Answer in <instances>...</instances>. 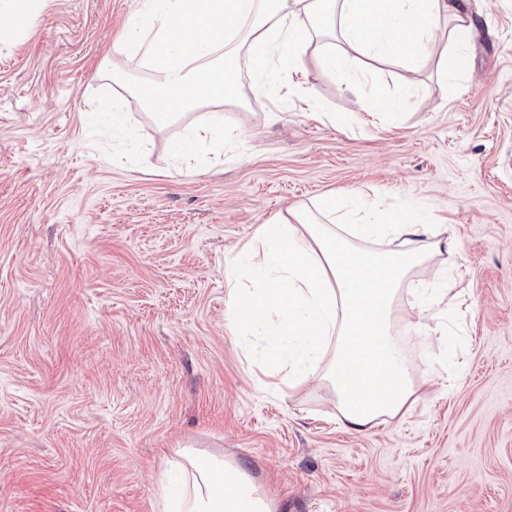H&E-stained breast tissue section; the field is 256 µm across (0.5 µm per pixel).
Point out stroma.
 Masks as SVG:
<instances>
[{
    "instance_id": "35a3bbf8",
    "label": "stroma",
    "mask_w": 512,
    "mask_h": 512,
    "mask_svg": "<svg viewBox=\"0 0 512 512\" xmlns=\"http://www.w3.org/2000/svg\"><path fill=\"white\" fill-rule=\"evenodd\" d=\"M468 6L471 36L419 72L246 95L187 171L172 146L203 111L159 125L130 93L146 67L108 75L139 0H39L0 43V512H157L182 448L235 461L273 512H512V0ZM445 53L465 65L444 81ZM344 190L447 225L424 276L461 301L395 325L422 395L361 434L330 384L265 387L225 305L259 224ZM451 322L452 366L424 340Z\"/></svg>"
}]
</instances>
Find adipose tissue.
Listing matches in <instances>:
<instances>
[{
    "label": "adipose tissue",
    "instance_id": "adipose-tissue-1",
    "mask_svg": "<svg viewBox=\"0 0 512 512\" xmlns=\"http://www.w3.org/2000/svg\"><path fill=\"white\" fill-rule=\"evenodd\" d=\"M142 21L127 36L128 58L147 67L136 95L165 124L204 107L187 126L182 157L224 126L226 79L258 71L255 92L305 89L310 71L333 73L365 57L418 69L430 38L447 29L466 40L474 18L466 0H142ZM319 218L259 225L242 252L254 289L227 275L230 321L243 333L263 328L266 372L329 382L340 424L354 432L405 415L420 397L412 364L392 335L395 301L406 293L424 313L436 298L416 277L432 253L453 249L423 217L381 212L350 191L323 198ZM335 357L322 370L326 348ZM181 488L158 483L161 512H271L247 474L223 456L180 450Z\"/></svg>",
    "mask_w": 512,
    "mask_h": 512
}]
</instances>
